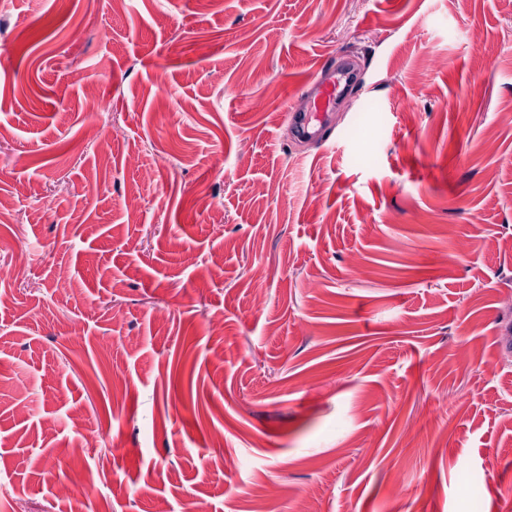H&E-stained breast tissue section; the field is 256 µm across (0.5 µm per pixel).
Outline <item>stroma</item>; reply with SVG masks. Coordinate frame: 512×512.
Wrapping results in <instances>:
<instances>
[{
  "label": "stroma",
  "instance_id": "obj_1",
  "mask_svg": "<svg viewBox=\"0 0 512 512\" xmlns=\"http://www.w3.org/2000/svg\"><path fill=\"white\" fill-rule=\"evenodd\" d=\"M0 197V512H512V0H0ZM342 83H344L343 88L339 90ZM351 83V72L347 67L342 68L337 75L334 72L329 77L316 81L312 88V109L303 113L297 111L289 113L290 120L298 129V132L301 135H310L311 131L309 129H314L313 121H318L316 117L320 115L319 112H327L335 102L337 94L349 87ZM282 491L279 488L251 487L245 490L247 495L254 504L252 512H267L268 504L278 498Z\"/></svg>",
  "mask_w": 512,
  "mask_h": 512
}]
</instances>
